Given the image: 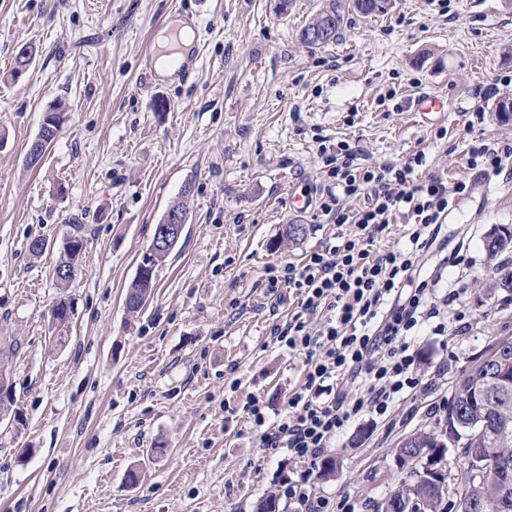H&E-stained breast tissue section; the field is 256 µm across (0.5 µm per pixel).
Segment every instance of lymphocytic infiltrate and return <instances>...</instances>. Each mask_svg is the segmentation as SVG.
<instances>
[{
	"mask_svg": "<svg viewBox=\"0 0 512 512\" xmlns=\"http://www.w3.org/2000/svg\"><path fill=\"white\" fill-rule=\"evenodd\" d=\"M317 153L327 180L318 207L336 225V240L301 264L264 269L270 284L296 297L295 311L273 328L272 339L303 356V382L283 413L270 415L256 398L246 406L264 446L286 449L301 466L285 484L296 512H330L314 470L345 427L367 414H386L420 388L412 347L439 315L435 289L445 271L464 259L456 252L431 265L426 257L455 201L470 190L463 180L418 178L426 158L421 151L401 164L366 162L360 146L346 140L319 143ZM468 155L471 168L485 176L512 167V143L478 137ZM357 197L365 199L364 208L347 210L344 199ZM397 216L407 226L404 247L376 246ZM316 314L324 321L313 329L309 318ZM347 383L356 385L354 396L344 392Z\"/></svg>",
	"mask_w": 512,
	"mask_h": 512,
	"instance_id": "1",
	"label": "lymphocytic infiltrate"
}]
</instances>
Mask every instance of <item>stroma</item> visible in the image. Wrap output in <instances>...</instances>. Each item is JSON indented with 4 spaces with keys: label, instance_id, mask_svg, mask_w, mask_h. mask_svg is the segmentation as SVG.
I'll return each instance as SVG.
<instances>
[{
    "label": "stroma",
    "instance_id": "1",
    "mask_svg": "<svg viewBox=\"0 0 512 512\" xmlns=\"http://www.w3.org/2000/svg\"><path fill=\"white\" fill-rule=\"evenodd\" d=\"M277 3L0 0V358L24 414L19 428L0 421V512H255L270 494L294 512L283 484L297 467L285 449L263 446L244 405L257 397L283 411L301 381L302 357L270 339L297 301L264 268L301 263L336 232L319 210L288 208L289 188L324 189L317 136L356 140L378 162L425 151L422 174L451 183L473 176V136L512 141V120L493 109L466 127L472 88L512 72V0H393L325 46L299 32L326 0H292L284 14ZM444 5L459 19L445 21ZM177 8L206 36L191 78L158 87L141 45ZM26 44L37 56L14 74ZM391 89L389 110L378 99ZM422 92L452 99L453 111L417 112ZM57 101L66 121L28 166ZM492 183L494 197L472 191L448 217L449 246L468 251L435 292L445 331L415 346L421 390L351 423L325 450L338 468L317 471L315 485L330 503L348 495L378 512L411 472L396 460L399 442L443 426L440 406L470 360L512 338V290L500 284L512 253L484 247L489 232L512 229V177ZM181 198V240L129 316L140 256ZM298 223L305 240L282 241ZM76 224L86 247L60 347L52 267ZM39 236L49 248L35 258L27 245ZM460 283L465 293L449 297ZM160 441L167 456L147 458ZM133 468L144 476L131 485Z\"/></svg>",
    "mask_w": 512,
    "mask_h": 512
}]
</instances>
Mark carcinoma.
<instances>
[{"label": "carcinoma", "mask_w": 512, "mask_h": 512, "mask_svg": "<svg viewBox=\"0 0 512 512\" xmlns=\"http://www.w3.org/2000/svg\"><path fill=\"white\" fill-rule=\"evenodd\" d=\"M359 13L365 16L376 12H384L377 4V0H330L328 6L323 9L312 22L305 25L300 31V39L305 44H311L308 40V31L319 27L324 23L331 24L330 33L322 40L328 44L336 41L345 25L346 16L351 13ZM62 104L50 106V112L41 125L39 137L44 147H49L56 138L63 122L62 112L59 108ZM492 242L486 243L487 250L492 255H498L512 250V232L504 229L490 235ZM85 248V240L82 225H73V233L64 239L60 247V259L54 269V277L57 287L66 290L73 282V278L66 275V271L74 268ZM171 251L157 253L150 258L151 273L147 276H135L129 284L125 296V306L128 312L137 313L150 298L156 283L158 267L166 261ZM51 313L57 325H65L70 319L73 310L70 299L61 295L54 303ZM506 371V381L509 388L502 389L495 385L488 387L491 397L482 400L475 396V388L491 382L489 370L485 367H472L469 370L470 383L467 385H455L454 391L448 400L446 418L456 415L460 419L463 436L459 444L463 448V458H468L470 449L476 444L469 440L475 436L479 440L480 447L488 449V466L479 479L470 478L469 471L461 470L460 481L454 484L455 493L466 499L476 502L482 501L489 505L483 512H512V491L502 492L499 482L498 468L503 461L512 465V344L503 346ZM0 404L10 407L15 426L23 425L21 410L16 407L12 385L5 381L0 385ZM438 435L426 431L416 432L404 438L395 452L408 448H437ZM414 479L413 484L394 490L389 498L408 496L417 499L415 512H444L445 498L437 493L430 481L423 475V471L415 469L410 473Z\"/></svg>", "instance_id": "cac0c4a2"}]
</instances>
